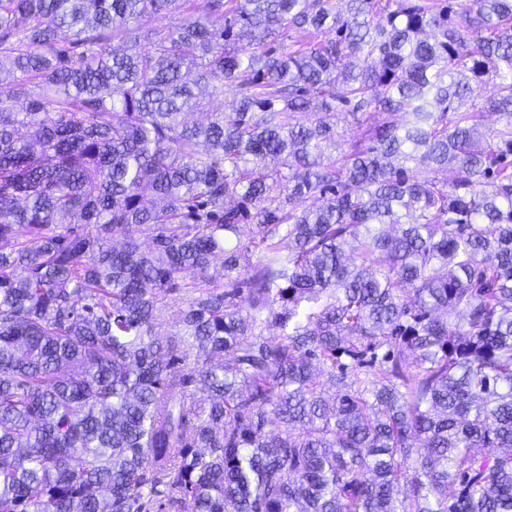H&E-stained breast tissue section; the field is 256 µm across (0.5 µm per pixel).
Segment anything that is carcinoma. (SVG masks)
I'll list each match as a JSON object with an SVG mask.
<instances>
[{
    "instance_id": "obj_1",
    "label": "carcinoma",
    "mask_w": 512,
    "mask_h": 512,
    "mask_svg": "<svg viewBox=\"0 0 512 512\" xmlns=\"http://www.w3.org/2000/svg\"><path fill=\"white\" fill-rule=\"evenodd\" d=\"M5 70L0 512H512V0H0ZM363 127L351 116H339L337 123L336 149H330L332 156H338L341 152L347 151L356 137L361 133Z\"/></svg>"
}]
</instances>
